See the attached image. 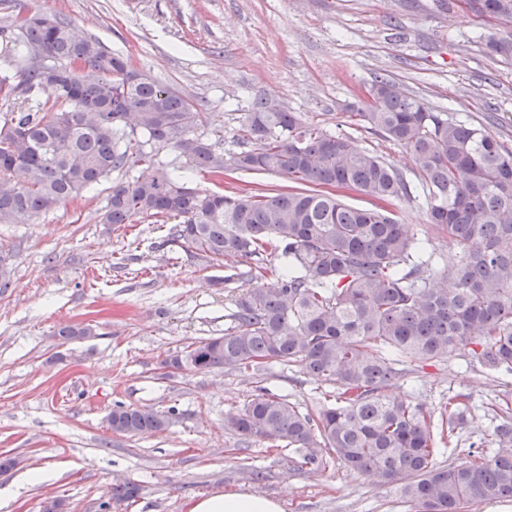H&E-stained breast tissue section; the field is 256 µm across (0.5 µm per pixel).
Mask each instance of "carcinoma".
I'll list each match as a JSON object with an SVG mask.
<instances>
[{
	"mask_svg": "<svg viewBox=\"0 0 512 512\" xmlns=\"http://www.w3.org/2000/svg\"><path fill=\"white\" fill-rule=\"evenodd\" d=\"M489 17L512 20V0H485ZM5 49L42 53L69 72L55 87L30 64L23 80L0 79V100L45 101L0 113V224L73 202L114 172L152 168V176L112 185L101 221L135 215L176 223L169 236L185 249L256 266L224 335L195 341L167 364L224 368L259 376L271 361L298 365L334 386L333 401L301 410L264 389L224 414V430L295 449L297 469L317 473L339 461L377 486L400 484L416 512H467L477 501H512V413L495 429L496 449L472 451L460 465L436 458L465 424L460 409L435 412L395 391L405 364L468 352L484 368L512 372V151L485 127L429 110L385 77L376 78L356 120L408 149L430 199L429 221L457 250L439 254L443 282L430 280L434 252L411 234L393 201L411 199L404 175L351 137L303 122L269 97L247 113L239 152L229 157L196 135L203 113L148 76L129 81L118 54L79 36L66 21L35 13L0 27ZM138 128L128 130L127 122ZM175 150L192 171H264L312 188L275 193L201 192L159 155ZM319 186L352 189L374 203L354 207ZM65 325V340L89 336ZM116 433L166 429L170 417L121 404L107 417ZM141 486L112 487L116 503L135 502Z\"/></svg>",
	"mask_w": 512,
	"mask_h": 512,
	"instance_id": "carcinoma-1",
	"label": "carcinoma"
}]
</instances>
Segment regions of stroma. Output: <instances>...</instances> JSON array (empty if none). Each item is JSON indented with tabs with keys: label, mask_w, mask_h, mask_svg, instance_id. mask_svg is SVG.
<instances>
[{
	"label": "stroma",
	"mask_w": 512,
	"mask_h": 512,
	"mask_svg": "<svg viewBox=\"0 0 512 512\" xmlns=\"http://www.w3.org/2000/svg\"><path fill=\"white\" fill-rule=\"evenodd\" d=\"M22 13L65 19L80 35L121 55L130 68L196 101L197 135L225 153L255 97L268 96L331 133L353 138L414 180L409 151L349 115L376 76L449 118L483 123L512 149V58L488 53L483 37H512V22L489 25L457 0H0V26ZM112 173L84 192L18 224H0V455L19 460L0 474V512H101L117 479L139 498L111 512H189L198 499L246 493L281 512H414L398 486L379 487L333 465L295 470L294 450L224 429V414L257 387L311 409L323 382L299 366L270 363L263 383L224 369L168 367L192 342L223 335L233 309L224 260L186 251L151 219L105 224ZM202 191L288 188L268 173L234 171L218 181L192 173ZM412 233L447 247L428 222L424 195L399 203ZM93 334L63 340L67 324ZM401 393L435 408L465 396L467 423L439 464L489 446L506 388L462 353L411 363ZM175 410L165 431L112 432L115 405ZM262 471L264 480L253 477Z\"/></svg>",
	"instance_id": "1"
}]
</instances>
